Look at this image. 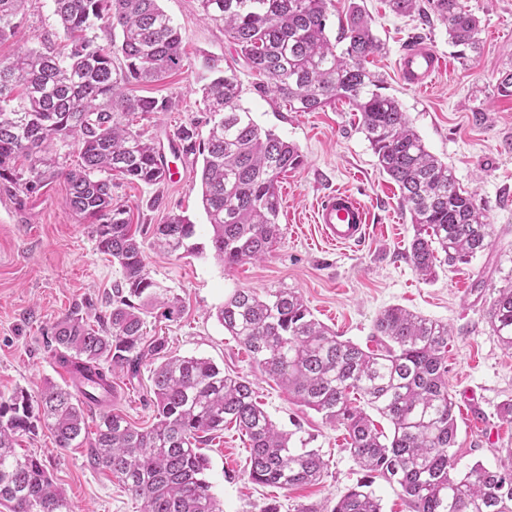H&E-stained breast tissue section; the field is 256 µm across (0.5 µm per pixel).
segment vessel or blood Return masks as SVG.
<instances>
[{
  "mask_svg": "<svg viewBox=\"0 0 512 512\" xmlns=\"http://www.w3.org/2000/svg\"><path fill=\"white\" fill-rule=\"evenodd\" d=\"M442 66L439 54L429 45L419 43L405 49L397 60L402 78L410 85L424 87ZM367 209L363 203L344 192L326 196L315 209L314 221L323 237L336 245L361 242L367 233Z\"/></svg>",
  "mask_w": 512,
  "mask_h": 512,
  "instance_id": "b4317fda",
  "label": "vessel or blood"
}]
</instances>
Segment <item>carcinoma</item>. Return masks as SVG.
<instances>
[{"label":"carcinoma","instance_id":"cac0c4a2","mask_svg":"<svg viewBox=\"0 0 512 512\" xmlns=\"http://www.w3.org/2000/svg\"><path fill=\"white\" fill-rule=\"evenodd\" d=\"M63 50L49 38L0 59V191L31 195L62 176L66 205L93 220L99 252L122 268L112 309L75 307L54 326L59 362L73 369L70 387L47 383L34 401L25 391L0 396V505L9 512H73L42 461L16 451L19 437L41 423L60 449L85 430V413L100 408L91 463L115 476L141 503L139 512H223L212 493L205 438L233 423L249 440V479L291 489L320 482L328 461L310 441L279 428L257 401L252 383L207 358L171 355L167 341L145 332L160 311L183 312L177 296L162 297L144 263L141 230L130 208L114 198L113 173L132 183L166 180L154 141L134 119L175 107L170 98L137 96L133 84L153 83L182 69V40L158 0H54ZM204 18L219 23L238 58L256 76L253 90L273 95L290 112H314L346 99L383 171L398 186L414 235L407 257L424 281L437 268L466 263L494 244L493 225L462 189L453 170L426 148L400 103L380 92L367 68L382 50L371 19L354 6L336 40L327 34V0H199ZM22 0H0V38L15 32ZM451 42L478 48L479 20L462 0H427ZM112 30L110 46L88 36L96 23ZM342 48H337V45ZM198 91L208 112L205 138L196 126L175 137L186 154L199 152L201 206L208 245L189 243L195 224L171 213L152 230V245L195 255L210 249L226 268L259 260L282 238L278 224L281 174L302 163L299 148L262 130L241 105L235 68L202 62ZM56 140L77 149L66 168L49 150ZM487 311L499 343L512 349V270L493 287ZM224 331L249 352L260 371L298 405L347 431L348 451L368 473L331 506L297 512H382L373 477L396 483L410 512H512V451L490 469L457 471L456 403L448 391V325L391 306L377 316V349H363L317 320L293 288L263 294L236 288L216 311ZM151 369L154 423L139 428L112 410V375L131 379ZM96 378L101 394L81 389ZM392 426L387 436L369 411Z\"/></svg>","mask_w":512,"mask_h":512}]
</instances>
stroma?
I'll list each match as a JSON object with an SVG mask.
<instances>
[{
  "mask_svg": "<svg viewBox=\"0 0 512 512\" xmlns=\"http://www.w3.org/2000/svg\"><path fill=\"white\" fill-rule=\"evenodd\" d=\"M463 4L481 26L477 50L464 55L434 17L395 14L386 0H330L328 35L336 37L350 7L371 17L383 49L371 57L369 70L383 80L385 94L399 101L428 151L452 167L461 187L474 192L494 228L492 247L422 281L406 258L413 236L409 213L397 185L380 170L358 113L342 100L316 112L289 111L283 101L254 92L255 77L241 63L243 106L261 128L296 144L303 155L302 166L279 182L282 240L263 259L230 269L208 252L180 256L144 248L150 276L185 306L180 321H149L150 335L165 337L179 355L205 357L246 376L272 420L310 439L329 462L324 479L314 485L288 491L253 484L246 473L247 438L235 425H225L204 449L212 491L224 512H259L274 500L280 512L331 506L366 478L346 448L344 428L290 399L217 321V308L237 288L296 289L317 319L363 347L374 346L375 319L390 306L447 323L458 471L467 472L478 461L495 467L512 450V419L500 413L501 405L512 400V350L500 345L486 316L493 298L490 285L501 278V256L512 251V96L498 89L502 73L512 70V0ZM160 5L180 30L184 67L163 81L134 86L133 92L175 101L174 110L151 114L136 125L169 158L176 129L205 117L197 91L203 57L230 61L236 53L223 28L203 18L199 0H160ZM54 11V0H27L18 29L0 41V58L57 34ZM416 41L429 44L443 60L441 72L423 89L408 85L397 69L403 48ZM339 189L362 200L370 214L365 239L345 248L325 243L314 222L317 203ZM200 192L190 161L180 182L146 186L123 180L116 190L130 206L133 223L150 227L163 223L169 212L182 213L203 242L209 227ZM66 194L61 177L18 200L0 194V395L5 397L17 390L38 395L48 381L63 384L52 343L54 325L77 305L104 310L122 279L120 265L97 251L89 221L66 207ZM150 376L145 365L136 379L121 373L112 378L113 409L141 428L154 421ZM88 448L85 442L57 448L50 431L40 427L23 435L17 450L43 461L75 512H139V501L116 478L93 467Z\"/></svg>",
  "mask_w": 512,
  "mask_h": 512,
  "instance_id": "obj_1",
  "label": "stroma"
}]
</instances>
